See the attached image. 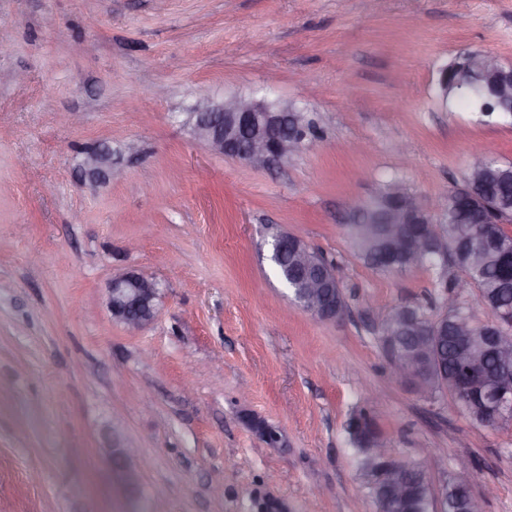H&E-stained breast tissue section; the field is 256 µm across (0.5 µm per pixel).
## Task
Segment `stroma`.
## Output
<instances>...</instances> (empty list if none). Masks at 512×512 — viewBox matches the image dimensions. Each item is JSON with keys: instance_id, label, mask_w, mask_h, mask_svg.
Here are the masks:
<instances>
[{"instance_id": "obj_1", "label": "stroma", "mask_w": 512, "mask_h": 512, "mask_svg": "<svg viewBox=\"0 0 512 512\" xmlns=\"http://www.w3.org/2000/svg\"><path fill=\"white\" fill-rule=\"evenodd\" d=\"M467 52L512 65V0H0V512H377L362 411L432 485L512 512V425L422 398L380 343L432 270L376 271L345 232L390 179L429 204L475 145L512 163V116L441 95ZM240 93L303 109L313 145L269 169L212 153L192 112ZM100 144L122 181L81 180ZM276 229L335 264L341 320L291 305ZM126 271L162 287L135 333L106 306ZM112 445L139 451L135 492Z\"/></svg>"}]
</instances>
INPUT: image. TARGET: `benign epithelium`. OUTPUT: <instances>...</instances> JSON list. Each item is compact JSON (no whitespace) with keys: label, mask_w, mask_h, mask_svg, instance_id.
I'll return each instance as SVG.
<instances>
[{"label":"benign epithelium","mask_w":512,"mask_h":512,"mask_svg":"<svg viewBox=\"0 0 512 512\" xmlns=\"http://www.w3.org/2000/svg\"><path fill=\"white\" fill-rule=\"evenodd\" d=\"M440 90L448 94V87L455 85L469 95L476 97L481 109L488 113L502 108L512 109V68H505L497 59L482 55L477 62L468 60L456 69L454 75L448 68L440 71ZM300 109L288 103L271 101L265 97L240 94L228 97L221 102H204L195 108L194 133L204 141L211 152L230 157L253 167L264 168L295 154L302 148L297 135ZM512 173V163H483L477 155L468 169L466 177L446 189L437 198V205L446 206L448 196L459 195L467 198L471 210L482 223L496 222L503 210L500 199L488 193L487 182L493 178L504 179ZM81 175L94 181L115 180L121 171L112 164V150L106 146L88 152L83 160ZM433 223L429 209L415 195L405 200L389 204L375 211L367 203L360 208L358 223L371 227L384 241V254L389 259L405 252L422 254L428 249V241L413 237L408 224ZM339 274L318 266L300 282L298 291L292 292L294 303L312 316L324 321H337L346 312V304L336 299L332 283ZM160 297L158 282L135 271H127L112 277L108 285L107 307L112 315L131 331H136L151 323L157 313L156 301ZM443 339L439 329L427 334L422 343L433 346L427 369H436L438 344ZM488 350L497 359V372L494 382L489 384L484 378L482 360L479 356L463 348L459 364L463 369L459 382L450 387L448 377L441 376L443 392L460 395L468 405L479 409L496 421H502L512 410V337L494 331L488 332ZM112 466L123 472L129 489L138 487V473L127 467L126 460L133 457L134 449L113 447L108 449ZM377 459L386 463L382 479L398 500L410 494L408 482L396 478L405 469V462L392 456L385 446L378 443L374 448Z\"/></svg>","instance_id":"benign-epithelium-1"}]
</instances>
